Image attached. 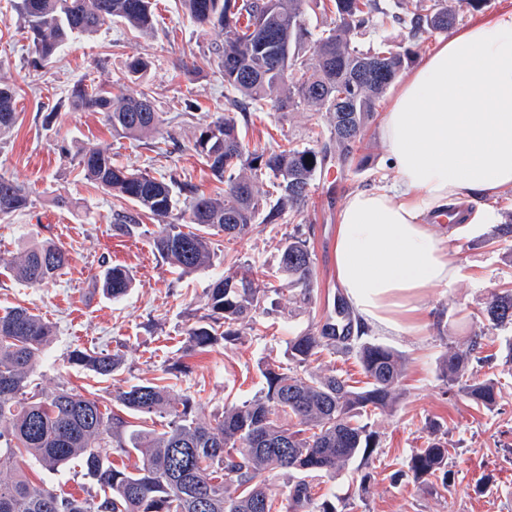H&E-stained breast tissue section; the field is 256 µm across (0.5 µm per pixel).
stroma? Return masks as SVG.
Instances as JSON below:
<instances>
[{
    "instance_id": "35a3bbf8",
    "label": "stroma",
    "mask_w": 512,
    "mask_h": 512,
    "mask_svg": "<svg viewBox=\"0 0 512 512\" xmlns=\"http://www.w3.org/2000/svg\"><path fill=\"white\" fill-rule=\"evenodd\" d=\"M222 40L219 32L188 22L178 0H157L152 33L141 35L109 21L93 34L74 37L52 62L37 67L22 21L10 0H0V80L17 91L15 125L0 135V174L25 188L31 200L25 211L0 221V313L20 306L55 325L48 355L35 369L43 393L73 388L108 404L119 391L163 376L178 363L185 371L177 392L189 396L197 418L208 422L223 413L225 403L258 395L264 386L259 360L283 357L289 338L317 327L341 296L333 253L345 195L394 181L376 130L366 135L358 167L338 181L329 175L316 180L308 207L296 221L257 225L231 246L213 237L212 265L184 277L154 251V222L144 221L130 234L115 232V215L132 211V203L80 174L79 155L99 148L116 164L156 178H188L207 193L223 192L194 142L205 124L224 113V77L216 67L191 65ZM134 56L151 63L144 83L166 126L175 131L171 152L159 151L148 140L115 136L101 113L69 103L79 82L111 88ZM328 125L326 113L300 107L259 113L240 132L250 147L272 150L288 139L308 144L309 127ZM492 208L493 223L467 224L449 234L448 251L460 274L451 285L423 296L420 329L399 336L369 332V340L402 356L404 377L392 408L366 418L378 435L373 458L353 459L335 478L316 482L314 495L336 494L338 512H512V368L503 364L512 326L494 328L479 316L494 294L512 285V236L498 234L499 226L512 222V191ZM297 229L309 239L315 270L307 305L278 270L281 244ZM29 239H48L69 250L71 263L53 282L32 286L13 277L10 264ZM228 256L264 272L266 310L256 314L241 340L187 352L186 333L207 314L209 288L223 275ZM111 265L127 268L134 278L130 292L116 300L96 288L100 272ZM477 334L483 337L479 354L484 361L476 369L498 380L497 401L489 409L449 390L440 372L442 360L467 349ZM77 347L119 353L122 366L113 376H94L68 363ZM435 438L448 446L453 485L433 492L394 481L412 451ZM366 473L371 482L360 496L355 489Z\"/></svg>"
}]
</instances>
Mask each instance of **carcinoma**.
Listing matches in <instances>:
<instances>
[{"instance_id": "cac0c4a2", "label": "carcinoma", "mask_w": 512, "mask_h": 512, "mask_svg": "<svg viewBox=\"0 0 512 512\" xmlns=\"http://www.w3.org/2000/svg\"><path fill=\"white\" fill-rule=\"evenodd\" d=\"M32 40L35 61L51 60L75 34H89L107 21H119L148 34L153 29L152 0H11ZM198 28L224 35L209 54L224 76L225 114L203 127L194 148L206 160L223 193L207 195L175 177L157 179L112 163L100 149L81 154L84 179L117 192L136 213L116 215L114 230L129 234L143 219L156 222L154 250L181 275L213 261L210 237L232 243L253 232L256 221L276 224L304 213L318 176L345 174L359 159L363 141L390 85L415 60L413 47L381 40L363 51L357 39L367 30L397 23L419 42L458 24L459 9L449 0H419L402 13L379 0H179ZM330 15L312 27L306 9ZM149 62L130 59L116 80L117 92L79 82L72 105L104 114L112 132L126 138L160 134L164 119L150 89L125 94L126 83L144 78ZM16 90L0 82V134L16 122ZM306 105L325 112L330 134L311 129L313 147L292 143L276 150L249 149L239 132L237 114L287 112ZM269 189L263 190L264 182ZM184 196V209L177 210ZM29 199L12 179L0 175V220L26 209ZM192 224L194 229L185 230ZM72 260L51 242L32 243L12 270L18 280L47 284ZM279 270L288 286L300 289L299 301L311 302L314 276L307 237L288 235ZM103 294L124 296L132 276L122 266L106 268L99 278ZM265 289L249 265L224 274L209 288V313L187 331L188 346L205 351L240 339L263 309ZM335 313L347 323L342 334L329 315L315 330L288 339V364L259 363L266 383L260 396L224 406L211 422L194 415L193 401L175 393L166 376L132 385L115 397L117 410L93 395L60 389L45 395L34 386L33 370L53 336L52 324L26 308L0 315V512H273L262 476L279 470L294 478L289 486L291 512H338L336 496L313 497L307 478H333L349 461L369 458L378 440L360 418L392 406L403 361L382 344L354 333L349 306ZM496 327L512 325V289L494 295L481 312ZM481 337L466 351L453 352L441 365L448 389H457L476 405L492 407L495 377L470 369ZM342 345L359 358L366 385L354 388L335 375L313 370L324 351ZM68 361L106 378L121 365L117 354L74 349ZM140 421L130 429L127 418ZM157 418L163 429L149 427ZM138 452L142 464L119 468L114 454ZM447 444L432 439L414 450L405 475L432 489L448 490ZM28 458L49 473L73 465L96 488L91 498L61 496L49 485H35L18 468Z\"/></svg>"}]
</instances>
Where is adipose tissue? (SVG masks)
Listing matches in <instances>:
<instances>
[{
  "instance_id": "ef3b65f1",
  "label": "adipose tissue",
  "mask_w": 512,
  "mask_h": 512,
  "mask_svg": "<svg viewBox=\"0 0 512 512\" xmlns=\"http://www.w3.org/2000/svg\"><path fill=\"white\" fill-rule=\"evenodd\" d=\"M378 135L391 186L349 192L336 228V279L359 323L405 333L420 301L460 269L430 215L512 190V8L441 40L402 81Z\"/></svg>"
}]
</instances>
